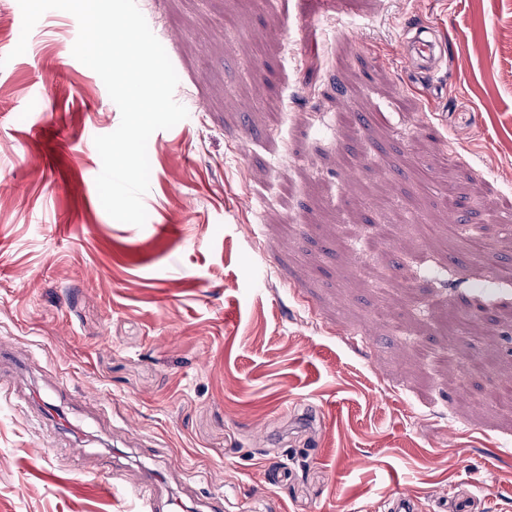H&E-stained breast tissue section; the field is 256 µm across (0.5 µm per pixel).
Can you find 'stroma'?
Returning a JSON list of instances; mask_svg holds the SVG:
<instances>
[{
	"instance_id": "obj_1",
	"label": "stroma",
	"mask_w": 512,
	"mask_h": 512,
	"mask_svg": "<svg viewBox=\"0 0 512 512\" xmlns=\"http://www.w3.org/2000/svg\"><path fill=\"white\" fill-rule=\"evenodd\" d=\"M140 10L188 116L148 141L138 227L99 200L120 111L76 18L16 57L0 0V376L32 367L0 388V512H138L150 471L160 512H512V279L483 273L512 258V0Z\"/></svg>"
}]
</instances>
